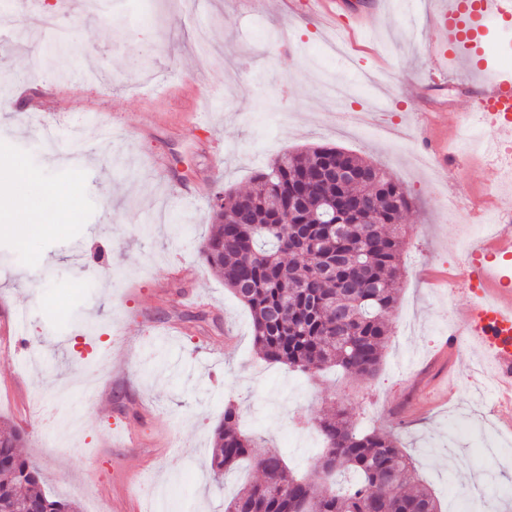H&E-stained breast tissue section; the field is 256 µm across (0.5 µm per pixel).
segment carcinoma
<instances>
[{
    "label": "carcinoma",
    "mask_w": 512,
    "mask_h": 512,
    "mask_svg": "<svg viewBox=\"0 0 512 512\" xmlns=\"http://www.w3.org/2000/svg\"><path fill=\"white\" fill-rule=\"evenodd\" d=\"M338 164L368 169V182L336 184L329 168ZM298 189L308 199L295 208V223H272ZM322 198L360 199L364 207L337 216L319 205ZM215 199L216 227L199 254L249 309L261 358L310 377L329 368L373 377L398 300L406 243L399 220L413 205L408 189L357 155L318 146L282 154L255 175L251 190ZM323 221L336 223V236L325 234ZM340 253L335 274L320 275ZM238 420L237 409L226 406L212 431L210 468L219 478L248 461L262 478L243 484L224 512H300L303 501L314 512H364L369 501L375 512H439L430 489L409 487L414 466L395 437L357 432L341 413L323 418L319 457L312 474L300 476L278 451H256ZM26 437L18 428L0 434V512H81L41 487L38 468L19 452ZM341 468L354 480L338 491Z\"/></svg>",
    "instance_id": "obj_1"
}]
</instances>
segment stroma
<instances>
[{"instance_id":"35a3bbf8","label":"stroma","mask_w":512,"mask_h":512,"mask_svg":"<svg viewBox=\"0 0 512 512\" xmlns=\"http://www.w3.org/2000/svg\"><path fill=\"white\" fill-rule=\"evenodd\" d=\"M433 0H384L366 40L371 58L332 52L330 33L310 17H291L276 0L246 9L240 0H0V170L19 169L14 185L29 207L47 188L59 199L41 235L18 242L0 232V309L25 311L24 345L0 361V387L27 377L51 418L34 414L22 456L46 491L81 512H112V501L158 497L176 512H224V501L254 471L214 479L210 433L235 405L240 427L290 464L310 470L313 425L347 409L361 430L394 435L419 479L451 512L455 491L478 475L489 500L512 512V447H481L482 419L497 400L480 359L461 337L448 361V404L430 408L432 381L420 370L443 344L448 319L472 296L447 288L456 265L462 213L457 195L487 196L489 209H512V186L495 185L479 151L440 180L379 136L378 127H411L419 84L429 108L456 124L464 102L440 83L445 63L423 56ZM65 41L79 50L66 70L34 71L30 51ZM350 87L355 111L386 104L375 125L338 129L326 84ZM344 148L386 169L414 198L404 270L390 339L369 380L324 372L306 378L257 354L244 307L198 258L212 228V198L170 199V182L211 178L213 188L245 191L254 175L288 150ZM205 313V321L187 312ZM96 324L88 332V324ZM213 350L209 364L194 354ZM124 367V382L82 397L95 359ZM463 407L466 421L450 408ZM128 425L137 449L112 439Z\"/></svg>"}]
</instances>
